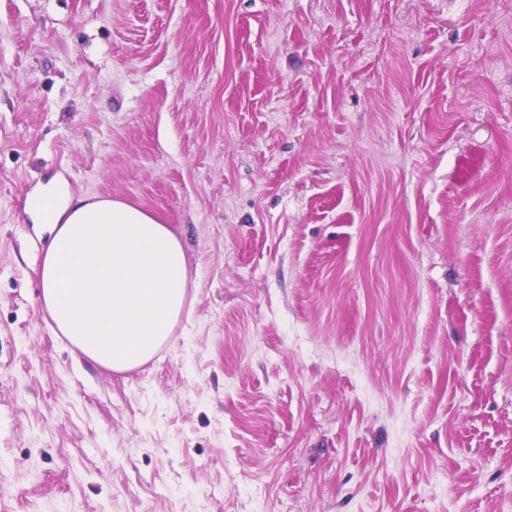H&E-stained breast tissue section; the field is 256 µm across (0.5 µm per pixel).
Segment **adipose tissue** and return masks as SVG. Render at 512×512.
I'll return each instance as SVG.
<instances>
[{
	"label": "adipose tissue",
	"mask_w": 512,
	"mask_h": 512,
	"mask_svg": "<svg viewBox=\"0 0 512 512\" xmlns=\"http://www.w3.org/2000/svg\"><path fill=\"white\" fill-rule=\"evenodd\" d=\"M48 229L39 267L43 309L85 357L116 371L147 362L181 314L182 244L150 213L114 199L35 203Z\"/></svg>",
	"instance_id": "1"
}]
</instances>
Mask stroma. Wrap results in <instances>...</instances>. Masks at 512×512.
<instances>
[{"label": "stroma", "instance_id": "obj_1", "mask_svg": "<svg viewBox=\"0 0 512 512\" xmlns=\"http://www.w3.org/2000/svg\"><path fill=\"white\" fill-rule=\"evenodd\" d=\"M188 269L125 371L40 303L53 187ZM512 0H0V512H512Z\"/></svg>", "mask_w": 512, "mask_h": 512}]
</instances>
